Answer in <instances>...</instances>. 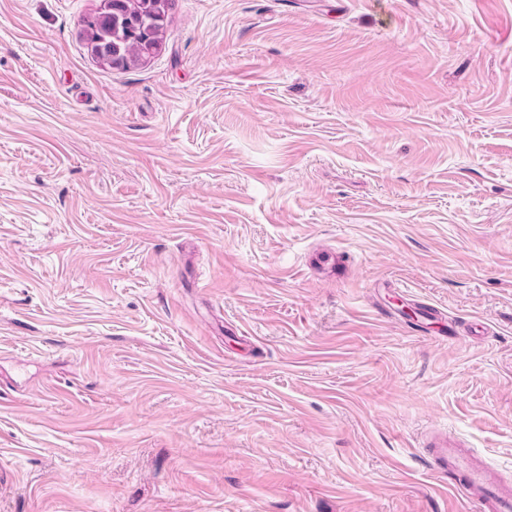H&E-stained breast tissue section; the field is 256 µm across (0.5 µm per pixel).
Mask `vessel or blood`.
Here are the masks:
<instances>
[{
    "label": "vessel or blood",
    "mask_w": 512,
    "mask_h": 512,
    "mask_svg": "<svg viewBox=\"0 0 512 512\" xmlns=\"http://www.w3.org/2000/svg\"><path fill=\"white\" fill-rule=\"evenodd\" d=\"M421 448L430 457L433 473L473 504L477 512H512V482L503 480L457 436L429 430Z\"/></svg>",
    "instance_id": "vessel-or-blood-1"
}]
</instances>
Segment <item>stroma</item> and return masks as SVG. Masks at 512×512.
I'll list each match as a JSON object with an SVG mask.
<instances>
[{
	"label": "stroma",
	"instance_id": "stroma-1",
	"mask_svg": "<svg viewBox=\"0 0 512 512\" xmlns=\"http://www.w3.org/2000/svg\"><path fill=\"white\" fill-rule=\"evenodd\" d=\"M98 4L0 0V512H475L419 441L512 479V0H171L125 66Z\"/></svg>",
	"mask_w": 512,
	"mask_h": 512
}]
</instances>
